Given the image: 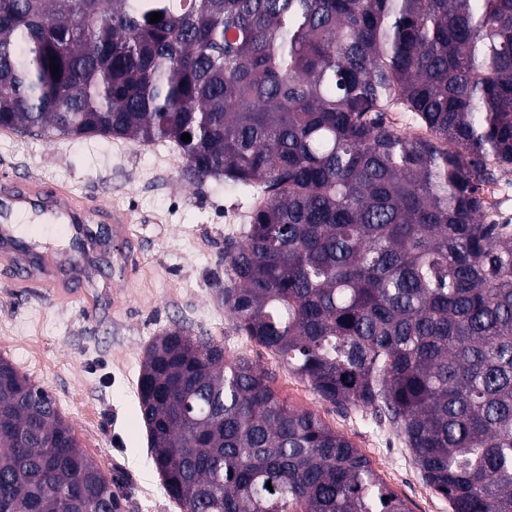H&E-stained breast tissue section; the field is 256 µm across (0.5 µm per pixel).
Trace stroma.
<instances>
[{
    "instance_id": "stroma-1",
    "label": "stroma",
    "mask_w": 512,
    "mask_h": 512,
    "mask_svg": "<svg viewBox=\"0 0 512 512\" xmlns=\"http://www.w3.org/2000/svg\"><path fill=\"white\" fill-rule=\"evenodd\" d=\"M11 172L97 194L133 217L130 266L121 264L124 247L108 224L77 269L75 244L37 242L38 255L64 267L78 301H61L49 288L16 287V267L0 262V357L53 395L88 459L115 483L122 512H181L155 470L137 393L145 347L174 328L213 337L230 354L251 359L289 407L316 413L345 436L409 512H448L447 498L427 485L391 426L323 401L225 310L224 250L247 226L252 205L241 190L196 181L170 144L0 128V174Z\"/></svg>"
}]
</instances>
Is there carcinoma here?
Returning <instances> with one entry per match:
<instances>
[{
	"mask_svg": "<svg viewBox=\"0 0 512 512\" xmlns=\"http://www.w3.org/2000/svg\"><path fill=\"white\" fill-rule=\"evenodd\" d=\"M0 127L169 142L263 193L224 265L239 330L389 422L450 512H512V224L483 195L512 172V0H0ZM138 388L182 512H408L212 337H155ZM121 509L0 357V512Z\"/></svg>",
	"mask_w": 512,
	"mask_h": 512,
	"instance_id": "1",
	"label": "carcinoma"
}]
</instances>
